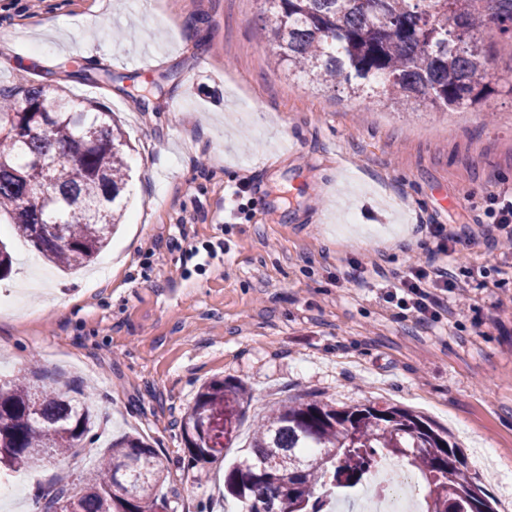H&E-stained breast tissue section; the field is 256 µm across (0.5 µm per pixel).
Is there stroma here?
<instances>
[{"label":"stroma","mask_w":512,"mask_h":512,"mask_svg":"<svg viewBox=\"0 0 512 512\" xmlns=\"http://www.w3.org/2000/svg\"><path fill=\"white\" fill-rule=\"evenodd\" d=\"M263 0H0V84L19 69L107 106L132 147L126 224L103 254L110 279L64 273L16 242L0 281V379L41 369L91 391L100 446L126 431L165 458L166 512H241L224 464L189 467L179 420L201 386L235 378L249 417L304 394L390 403L447 430L496 512H512V268L462 238L448 263L482 313L422 326L386 303L391 280L433 240L385 233L420 219L467 229L512 186V34L480 33L493 91L479 109L418 110L320 90L271 54ZM56 31L38 33L44 19ZM110 75H66L91 45ZM145 55L147 72L120 54ZM180 111H172L173 100ZM241 202L231 193L242 179ZM95 453L43 463L21 512L54 475Z\"/></svg>","instance_id":"stroma-1"}]
</instances>
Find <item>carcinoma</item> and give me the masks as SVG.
Returning <instances> with one entry per match:
<instances>
[{"label":"carcinoma","mask_w":512,"mask_h":512,"mask_svg":"<svg viewBox=\"0 0 512 512\" xmlns=\"http://www.w3.org/2000/svg\"><path fill=\"white\" fill-rule=\"evenodd\" d=\"M273 56L321 87L353 96L381 90L394 105L473 108L492 92L477 34L507 29L512 0H265ZM124 132L103 107L84 106L24 76L0 87V223L48 261L90 262L126 207ZM42 158L43 166L29 164ZM37 187L51 203L30 199ZM35 370L0 383V470L75 455L91 432L94 400ZM241 381L213 380L181 419L188 463L215 459L236 438L249 400ZM385 452L427 484L426 512H494L458 448L429 420L396 406L336 407L313 395L261 418L248 454L224 474L246 512H324L316 488L341 494ZM162 455L138 436L112 441L81 476V512H165Z\"/></svg>","instance_id":"carcinoma-1"}]
</instances>
